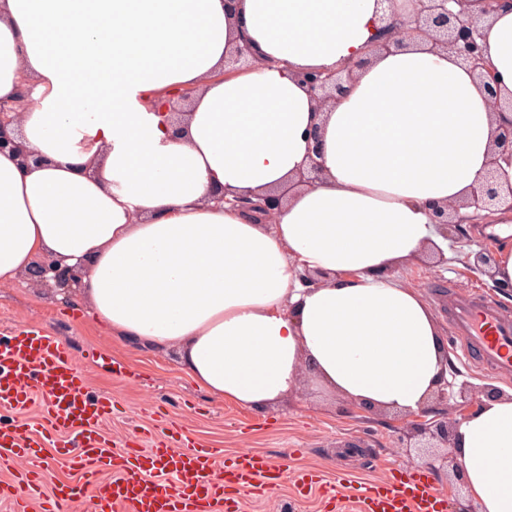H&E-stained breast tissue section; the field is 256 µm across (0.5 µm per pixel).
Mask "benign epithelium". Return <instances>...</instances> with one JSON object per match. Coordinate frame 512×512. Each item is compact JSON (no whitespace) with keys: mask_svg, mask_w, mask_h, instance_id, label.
I'll return each mask as SVG.
<instances>
[{"mask_svg":"<svg viewBox=\"0 0 512 512\" xmlns=\"http://www.w3.org/2000/svg\"><path fill=\"white\" fill-rule=\"evenodd\" d=\"M473 0H414V13L403 17L391 13L384 17L382 42L375 46L384 50L391 45L402 47L412 39L424 40L439 51H447L461 60L483 87L490 111L499 115L498 123L492 132V151L489 168L471 195L454 205H439L433 209V220L443 234L462 235L459 209L475 208L491 211L506 203L512 209V183L500 178L501 163L512 164V119L505 113H512V96L501 94L495 72L487 65L484 56L481 18L506 6L512 7V0H481L483 8L479 17L471 15ZM255 63L252 44L243 35L236 44L234 53L226 64L234 67L239 64L250 66ZM365 62L354 60L333 70H310L299 75V80L309 97L321 110L342 99L356 79L357 72ZM16 122V107L0 103V153L8 152L18 157L26 167L37 164L40 159L31 155L23 144L16 140L8 126ZM309 138V147L305 168L298 175V181L314 184L324 174L323 153L320 147V126L313 125ZM53 273L52 279L59 285L78 283L83 271L77 267H61L54 261L45 259L38 263L33 273L46 279L47 273ZM457 374H451V380L443 384L434 393L436 402L441 403L448 397L458 396L460 411L466 414L480 404V400L470 397L466 383L456 384ZM458 423L448 419L427 418L424 413L413 416V420L401 437L404 448H445L441 456L434 460L448 467L454 465L448 449L454 447Z\"/></svg>","mask_w":512,"mask_h":512,"instance_id":"obj_1","label":"benign epithelium"}]
</instances>
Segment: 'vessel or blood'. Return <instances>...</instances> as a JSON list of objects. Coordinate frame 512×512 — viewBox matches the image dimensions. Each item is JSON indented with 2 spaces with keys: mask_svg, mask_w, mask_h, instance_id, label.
Listing matches in <instances>:
<instances>
[{
  "mask_svg": "<svg viewBox=\"0 0 512 512\" xmlns=\"http://www.w3.org/2000/svg\"><path fill=\"white\" fill-rule=\"evenodd\" d=\"M448 326L465 360L501 376L512 375V313L458 286L448 296ZM40 400L39 426H0V502L11 512H59L63 502L88 499L91 512H244L246 501L272 497L283 482L296 496L321 490L326 512H341L343 476L314 469L285 471L263 453L223 456L178 429L146 442L113 447L104 425L115 400L91 395L84 370L66 342L35 324L16 327L0 343V409L23 412ZM64 441L59 460L75 470L73 484L49 485L46 444ZM355 512H447L448 500L428 476L393 468L354 489Z\"/></svg>",
  "mask_w": 512,
  "mask_h": 512,
  "instance_id": "b4317fda",
  "label": "vessel or blood"
}]
</instances>
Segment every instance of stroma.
Returning <instances> with one entry per match:
<instances>
[{"label":"stroma","instance_id":"1","mask_svg":"<svg viewBox=\"0 0 512 512\" xmlns=\"http://www.w3.org/2000/svg\"><path fill=\"white\" fill-rule=\"evenodd\" d=\"M473 230L451 243V257L437 267L419 262L404 268L402 277L436 308L448 301V285L458 281L483 291L504 310L512 312V297L491 287L481 272L471 268L466 255L484 249ZM22 323L44 325L61 336L73 359L85 369L89 390L109 394L118 410L105 424L115 447L135 441L138 432L163 434L181 428L187 436L206 441L231 455L243 449L266 454L288 469L316 467L327 473H347L351 480L368 481L401 465L432 476L439 492L448 497L450 512L460 498L455 481L445 469L414 457L400 445L404 418L396 412L353 411L338 395L304 377L299 388L275 409L254 413L224 404L201 390L179 367L176 351H146L103 332L90 315L71 312L53 283L30 275L10 288L0 287V338ZM97 359H86L89 350ZM245 512H323L320 492L296 498L283 484L270 499L250 501Z\"/></svg>","mask_w":512,"mask_h":512}]
</instances>
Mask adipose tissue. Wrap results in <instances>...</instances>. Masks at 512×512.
<instances>
[{
  "label": "adipose tissue",
  "instance_id": "1",
  "mask_svg": "<svg viewBox=\"0 0 512 512\" xmlns=\"http://www.w3.org/2000/svg\"><path fill=\"white\" fill-rule=\"evenodd\" d=\"M384 0H0V102L31 89L0 153V285L50 258L84 270L98 326L176 349L251 411L305 369L350 404L415 414L448 374L443 331L400 275L447 251L431 215L488 167L493 117L468 67L424 42L374 51ZM248 35L264 63L226 70ZM512 92V10L484 23ZM366 59L317 114L296 71ZM94 91L81 94L83 82ZM193 89L181 126L168 104ZM322 124L325 174L291 189ZM288 189L276 223L219 204ZM473 512H512V389L458 425ZM16 109L12 104L0 103V153H11L18 157L23 166L29 167L30 164H38L41 160L31 155L8 130V126L16 122Z\"/></svg>",
  "mask_w": 512,
  "mask_h": 512
}]
</instances>
